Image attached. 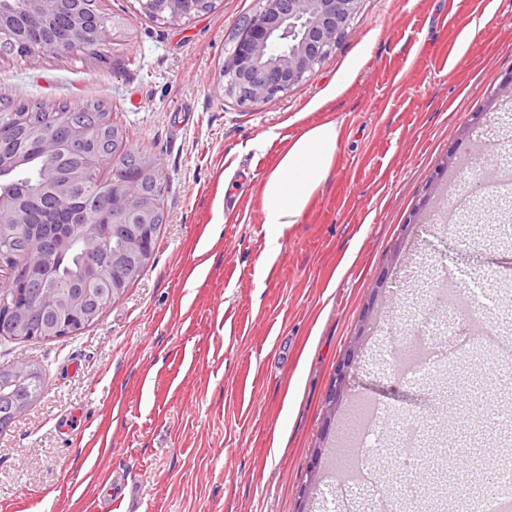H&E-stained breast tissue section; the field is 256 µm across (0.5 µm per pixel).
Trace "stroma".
I'll list each match as a JSON object with an SVG mask.
<instances>
[{
    "label": "stroma",
    "mask_w": 512,
    "mask_h": 512,
    "mask_svg": "<svg viewBox=\"0 0 512 512\" xmlns=\"http://www.w3.org/2000/svg\"><path fill=\"white\" fill-rule=\"evenodd\" d=\"M100 8L116 24L100 55L0 58V97L104 103L129 146L158 158L165 222L153 266L97 324L0 338V363L45 370L41 395L0 432V512H361L370 488L339 467L300 498L352 338L361 362L345 398L378 408L394 434L454 408L476 368L459 356L440 382L398 369V305L422 258L486 327L493 296L512 293V237L494 224L452 236L439 172L480 115L512 125L496 109L512 89V0H363L310 79L252 109L215 80L258 0L176 23L137 0ZM327 119L342 129L331 173L302 223L276 231L261 183L289 139Z\"/></svg>",
    "instance_id": "stroma-1"
}]
</instances>
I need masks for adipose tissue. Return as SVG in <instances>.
<instances>
[{"instance_id":"1","label":"adipose tissue","mask_w":512,"mask_h":512,"mask_svg":"<svg viewBox=\"0 0 512 512\" xmlns=\"http://www.w3.org/2000/svg\"><path fill=\"white\" fill-rule=\"evenodd\" d=\"M341 140L332 120L307 127L289 141L261 185L263 221L279 227L301 223L305 210L326 182Z\"/></svg>"}]
</instances>
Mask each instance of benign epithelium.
Masks as SVG:
<instances>
[{
  "instance_id": "7a95c632",
  "label": "benign epithelium",
  "mask_w": 512,
  "mask_h": 512,
  "mask_svg": "<svg viewBox=\"0 0 512 512\" xmlns=\"http://www.w3.org/2000/svg\"><path fill=\"white\" fill-rule=\"evenodd\" d=\"M140 12L157 19L178 22L195 12L213 7L216 0H137ZM362 0H259L257 20L241 27L234 48L222 64L217 85L242 107H253L287 93L308 80L348 33L351 19ZM98 0H26L20 14L10 0H0V44L28 47L60 54L95 51L112 39V26L96 19ZM89 136L83 128L57 139L41 138L42 150L53 158L71 155ZM478 187L465 192L471 201L497 191L501 183L488 187L483 175H475ZM43 210L65 213L72 224L85 222L84 214L71 207L68 183L49 171L44 184ZM152 201L137 181H125L112 190V223L151 224ZM32 223V211L18 199L0 196V230L8 224ZM364 330H359L349 355L336 365L329 406L344 397L351 372V355L360 349Z\"/></svg>"
}]
</instances>
